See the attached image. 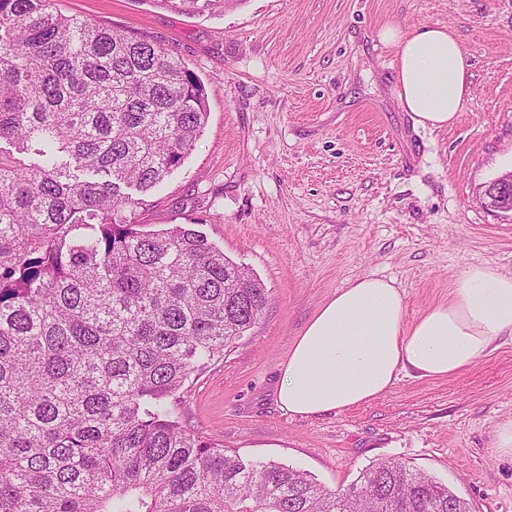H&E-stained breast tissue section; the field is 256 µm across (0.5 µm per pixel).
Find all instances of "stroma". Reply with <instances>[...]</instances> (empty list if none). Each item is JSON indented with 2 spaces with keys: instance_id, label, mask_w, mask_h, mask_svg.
<instances>
[{
  "instance_id": "1",
  "label": "stroma",
  "mask_w": 512,
  "mask_h": 512,
  "mask_svg": "<svg viewBox=\"0 0 512 512\" xmlns=\"http://www.w3.org/2000/svg\"><path fill=\"white\" fill-rule=\"evenodd\" d=\"M62 13L157 43L204 85L196 149L136 215L195 223L265 285L262 318L181 395L187 429L242 457L350 487L373 463L433 475L471 512H512V342L450 379L401 375L376 400L293 417L274 399L307 321L364 276L394 280L406 315L448 300L458 273H512V215L478 189L512 170V0H240L193 15L157 0H55ZM388 24L452 29L471 64L456 123L416 126L393 96Z\"/></svg>"
}]
</instances>
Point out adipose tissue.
<instances>
[{
  "mask_svg": "<svg viewBox=\"0 0 512 512\" xmlns=\"http://www.w3.org/2000/svg\"><path fill=\"white\" fill-rule=\"evenodd\" d=\"M379 39L395 50L396 92L416 125L445 129L471 94L469 64L454 31L389 25ZM512 339V274L472 265L447 302L407 319L389 279L365 276L337 290L296 336L275 388L279 408L310 417L371 402L401 374L449 379Z\"/></svg>",
  "mask_w": 512,
  "mask_h": 512,
  "instance_id": "ef3b65f1",
  "label": "adipose tissue"
}]
</instances>
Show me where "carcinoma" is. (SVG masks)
Returning a JSON list of instances; mask_svg holds the SVG:
<instances>
[{
    "label": "carcinoma",
    "mask_w": 512,
    "mask_h": 512,
    "mask_svg": "<svg viewBox=\"0 0 512 512\" xmlns=\"http://www.w3.org/2000/svg\"><path fill=\"white\" fill-rule=\"evenodd\" d=\"M208 115L156 44L0 0V512H470L399 461L331 491L181 424L180 391L268 304L195 229H136Z\"/></svg>",
    "instance_id": "1"
}]
</instances>
